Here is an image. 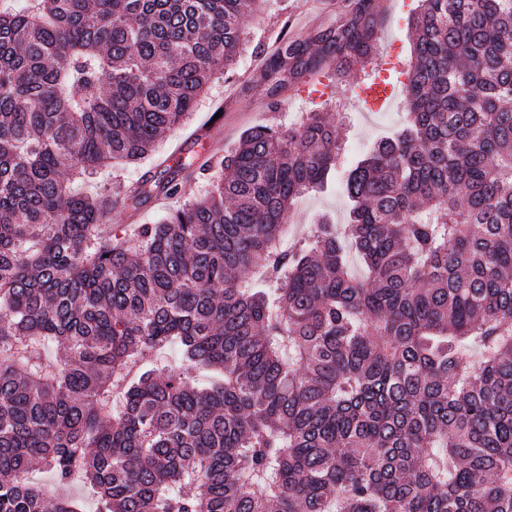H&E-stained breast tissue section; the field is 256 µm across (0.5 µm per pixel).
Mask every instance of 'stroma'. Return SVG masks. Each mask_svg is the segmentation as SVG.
<instances>
[{
  "label": "stroma",
  "mask_w": 512,
  "mask_h": 512,
  "mask_svg": "<svg viewBox=\"0 0 512 512\" xmlns=\"http://www.w3.org/2000/svg\"><path fill=\"white\" fill-rule=\"evenodd\" d=\"M347 0H265L262 9L244 23L245 40L234 68L214 76L196 112L180 125L162 134L154 158L142 160L125 168L126 185L158 176L166 159L173 153L197 155L202 144L211 139L222 141L223 150H230L247 128L254 125H286L304 112L314 111V103L301 97L294 87L280 91L276 99L267 95L258 63L269 55L281 39L309 37L333 23L345 9ZM416 0H389L382 19L387 24L389 42L398 46L400 62H407L412 45V19ZM326 111L329 119L343 129L347 139L345 165L354 161L375 142L393 135L404 121L402 102H395L385 112L361 115L358 112L353 87H344ZM222 113V124L212 122L214 113ZM183 197H152L140 205L120 200L112 207L111 220L119 225L136 227L155 224L168 211L176 208ZM349 201L336 184L322 190L307 192L293 209L291 220L303 226H314L322 216L345 224Z\"/></svg>",
  "instance_id": "1"
}]
</instances>
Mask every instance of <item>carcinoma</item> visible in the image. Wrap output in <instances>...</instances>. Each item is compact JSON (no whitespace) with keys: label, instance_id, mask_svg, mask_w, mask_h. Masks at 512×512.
Wrapping results in <instances>:
<instances>
[{"label":"carcinoma","instance_id":"1","mask_svg":"<svg viewBox=\"0 0 512 512\" xmlns=\"http://www.w3.org/2000/svg\"><path fill=\"white\" fill-rule=\"evenodd\" d=\"M418 2L403 126L349 170V224L285 249L345 152L324 112L244 131L129 234L71 188L188 118L260 0H0V512H82L35 470L96 512H512V0ZM377 11L284 40L268 96L342 89ZM33 478L36 482L44 484L48 489L57 491V494L59 495H74L76 497L84 498L86 512L96 511L95 499L88 495L81 484L71 483L69 485H59L53 476L48 473H36Z\"/></svg>","mask_w":512,"mask_h":512}]
</instances>
